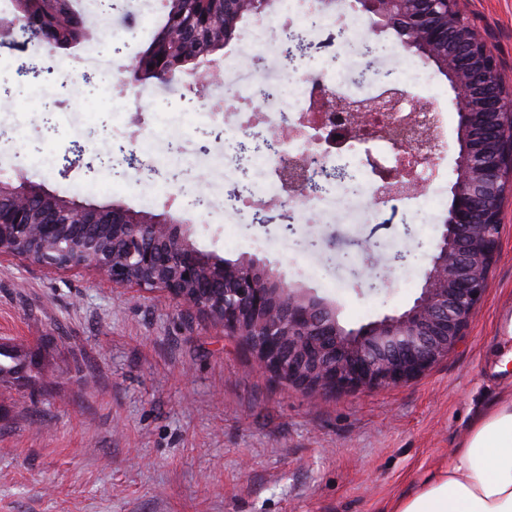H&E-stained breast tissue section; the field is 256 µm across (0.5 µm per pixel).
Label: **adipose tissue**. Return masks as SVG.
Instances as JSON below:
<instances>
[{
    "instance_id": "adipose-tissue-1",
    "label": "adipose tissue",
    "mask_w": 512,
    "mask_h": 512,
    "mask_svg": "<svg viewBox=\"0 0 512 512\" xmlns=\"http://www.w3.org/2000/svg\"><path fill=\"white\" fill-rule=\"evenodd\" d=\"M390 512H512V387L475 420L447 468Z\"/></svg>"
}]
</instances>
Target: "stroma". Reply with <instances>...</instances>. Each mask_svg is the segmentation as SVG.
Instances as JSON below:
<instances>
[{
	"label": "stroma",
	"mask_w": 512,
	"mask_h": 512,
	"mask_svg": "<svg viewBox=\"0 0 512 512\" xmlns=\"http://www.w3.org/2000/svg\"><path fill=\"white\" fill-rule=\"evenodd\" d=\"M130 3L128 27L84 5L88 46L121 77L122 122L98 90L110 76L92 85L25 75L30 48L0 47V178L21 172L86 204L185 221L200 249L256 257L334 303L348 328L408 309L448 213L455 150L437 164L432 212L415 195L382 206L362 192L341 197L332 219L302 206L291 231L225 213L234 186L211 170L224 140L198 130L191 110L204 86L187 75L132 81L163 12L160 0ZM464 6L512 78V0ZM199 196L207 205H195ZM501 210L498 257L459 347L405 385L314 402L162 291L0 259V345L37 379L0 388V512H388L447 466L512 382V371L495 369L512 351V196ZM399 251L407 264H395ZM374 261L388 269L376 291L367 286Z\"/></svg>",
	"instance_id": "35a3bbf8"
}]
</instances>
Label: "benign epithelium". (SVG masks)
<instances>
[{"mask_svg":"<svg viewBox=\"0 0 512 512\" xmlns=\"http://www.w3.org/2000/svg\"><path fill=\"white\" fill-rule=\"evenodd\" d=\"M186 0H164V19L151 46L132 68L136 80L187 73L216 79L210 56L236 36L238 24L266 12L274 0H224L216 17L185 18ZM378 29L391 30L409 50L433 62L454 93L458 117L456 181L448 216L413 305L356 329L343 327L332 303L318 298L257 259L221 258L199 249L184 222L122 205L94 206L51 194L17 174L0 179V257L33 260L64 270L88 268L118 287L160 289L237 337L272 378L315 400L326 394L397 387L424 375L455 349L484 300L496 262L501 204L512 190V89L486 39L460 0H356ZM36 27L48 54L82 41L81 21L68 0H14L0 35ZM408 94L387 88L364 101L342 97L316 82L308 112L288 137L341 123L352 137L401 134L395 167L372 191L387 204L422 189L446 149L432 132L435 116ZM293 199L314 197L308 161L282 160ZM285 201L257 206L271 224Z\"/></svg>","mask_w":512,"mask_h":512,"instance_id":"7a95c632","label":"benign epithelium"}]
</instances>
